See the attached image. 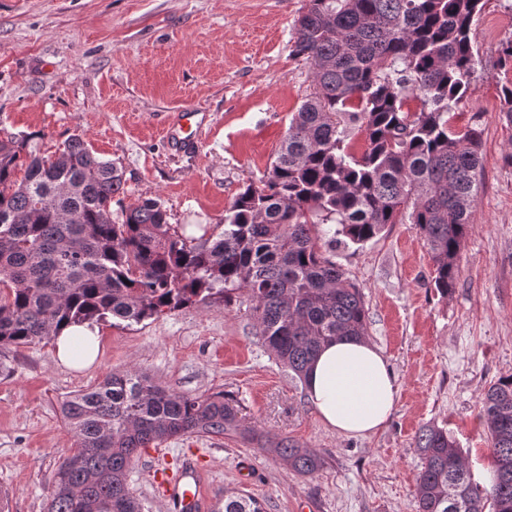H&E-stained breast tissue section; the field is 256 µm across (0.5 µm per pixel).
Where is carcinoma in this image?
I'll list each match as a JSON object with an SVG mask.
<instances>
[{
  "instance_id": "carcinoma-1",
  "label": "carcinoma",
  "mask_w": 512,
  "mask_h": 512,
  "mask_svg": "<svg viewBox=\"0 0 512 512\" xmlns=\"http://www.w3.org/2000/svg\"><path fill=\"white\" fill-rule=\"evenodd\" d=\"M482 8L483 0H309L294 51L309 62L313 89L262 185L243 187L224 231L199 244L156 199L113 219L123 172L81 138L54 157L26 150L24 138L0 139V346L110 316L138 324L242 292L264 346L302 377L323 343L367 335L362 294L320 251L319 224L337 225L331 245L414 225L430 248L434 287L448 295L483 175L481 131L454 125ZM354 127L367 143L358 157L346 144ZM482 404L489 485L474 480L446 429L427 425L416 442L417 512H512V376L491 384ZM61 413L75 448L57 468L47 512H144L126 483L142 449L239 430L238 405L224 393L187 396L136 369L69 396ZM271 447L300 473L322 464L286 437ZM224 512L263 509L236 495Z\"/></svg>"
}]
</instances>
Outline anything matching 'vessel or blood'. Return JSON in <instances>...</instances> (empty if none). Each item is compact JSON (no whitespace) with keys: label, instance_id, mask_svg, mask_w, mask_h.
Returning <instances> with one entry per match:
<instances>
[{"label":"vessel or blood","instance_id":"b4317fda","mask_svg":"<svg viewBox=\"0 0 512 512\" xmlns=\"http://www.w3.org/2000/svg\"><path fill=\"white\" fill-rule=\"evenodd\" d=\"M201 124L197 113H179L176 124L168 129L166 139L172 146H187L195 127ZM146 465L165 512H203L206 502L203 467L197 455L184 456L179 469L173 473L167 471L155 457L149 458Z\"/></svg>","mask_w":512,"mask_h":512}]
</instances>
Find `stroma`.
I'll list each match as a JSON object with an SVG mask.
<instances>
[{
    "label": "stroma",
    "mask_w": 512,
    "mask_h": 512,
    "mask_svg": "<svg viewBox=\"0 0 512 512\" xmlns=\"http://www.w3.org/2000/svg\"><path fill=\"white\" fill-rule=\"evenodd\" d=\"M308 0H0V138L25 137L45 155L81 137L124 172L113 216L147 198L185 236L214 237L240 189L260 183L293 112L312 89L294 52V23ZM512 0H485L471 30L479 51L457 110L482 132L483 180L448 297L433 286L424 237L390 224L362 245L330 247L360 289L369 341L399 387L387 425L367 438L329 430L301 378L261 343L246 295L131 327L99 322L101 355L89 369L59 365L52 341L0 346V488L8 512H46L59 464L74 446L62 399L114 371L140 370L177 392L235 399L243 434L185 436L161 445L170 467L193 449L205 468L211 512L244 493L264 512H417L416 439L448 429L487 484L491 446L482 395L512 376V119L501 89L512 85L498 48ZM204 112L198 144L166 142L177 113ZM316 449L303 475L260 448L252 432Z\"/></svg>",
    "instance_id": "1"
}]
</instances>
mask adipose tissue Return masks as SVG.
Instances as JSON below:
<instances>
[{
    "instance_id": "adipose-tissue-1",
    "label": "adipose tissue",
    "mask_w": 512,
    "mask_h": 512,
    "mask_svg": "<svg viewBox=\"0 0 512 512\" xmlns=\"http://www.w3.org/2000/svg\"><path fill=\"white\" fill-rule=\"evenodd\" d=\"M87 348L73 357L72 343ZM60 364L71 369L90 366L98 357L101 338L87 325L65 328L53 339ZM308 400L321 422L341 436H370L382 429L399 399L398 387L381 350L363 338L345 337L325 345L304 378Z\"/></svg>"
}]
</instances>
